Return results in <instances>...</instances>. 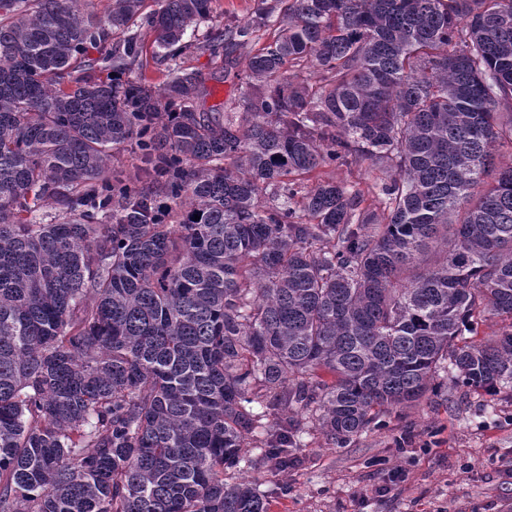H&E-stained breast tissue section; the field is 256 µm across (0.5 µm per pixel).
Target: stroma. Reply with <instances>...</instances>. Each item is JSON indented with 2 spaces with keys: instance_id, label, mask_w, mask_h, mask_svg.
<instances>
[{
  "instance_id": "obj_1",
  "label": "stroma",
  "mask_w": 512,
  "mask_h": 512,
  "mask_svg": "<svg viewBox=\"0 0 512 512\" xmlns=\"http://www.w3.org/2000/svg\"><path fill=\"white\" fill-rule=\"evenodd\" d=\"M258 0H213L194 34L250 20ZM382 428L335 448L314 434L293 449L298 466L271 472L258 449L244 473L269 512H512V398L461 395L455 384Z\"/></svg>"
}]
</instances>
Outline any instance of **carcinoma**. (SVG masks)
Segmentation results:
<instances>
[{"label": "carcinoma", "instance_id": "1", "mask_svg": "<svg viewBox=\"0 0 512 512\" xmlns=\"http://www.w3.org/2000/svg\"><path fill=\"white\" fill-rule=\"evenodd\" d=\"M153 2L0 0V512H267L229 480L259 434L285 472L306 419L512 392V0H260L203 42L213 0ZM262 28L241 119L197 111L184 58ZM353 163L373 209L318 175Z\"/></svg>", "mask_w": 512, "mask_h": 512}]
</instances>
